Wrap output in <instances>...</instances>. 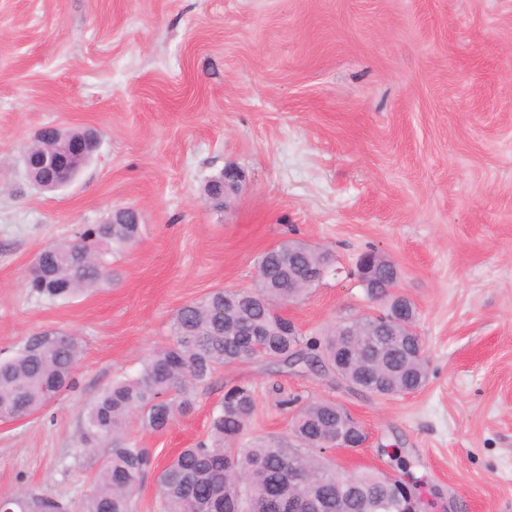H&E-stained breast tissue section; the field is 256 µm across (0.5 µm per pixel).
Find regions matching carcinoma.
Returning <instances> with one entry per match:
<instances>
[{"mask_svg":"<svg viewBox=\"0 0 512 512\" xmlns=\"http://www.w3.org/2000/svg\"><path fill=\"white\" fill-rule=\"evenodd\" d=\"M138 234L136 224H94L73 241L51 244L40 259L58 277L33 278L27 287L56 301L102 277L109 280L107 256ZM324 262L323 252L299 249L288 264L283 241L259 256L254 289H216L175 312L167 344L147 355L137 375L113 379L83 414L81 444L102 448L104 455L78 512H134L136 494L154 469L160 512H287L290 502L305 512L312 497L322 500V512H365L371 500L416 495L414 485L401 479L345 474L313 455L336 444L343 421L341 410L327 401L299 407V397L285 395L284 409L298 407L291 437L250 439L254 393L247 385L232 386L211 414L207 439L181 449L159 469L149 449L130 437L134 419L147 429H166L191 410L197 389L219 368L249 357L254 346L262 348L261 357L290 369L335 375L367 390L380 385L390 396L426 382V361L410 358L423 345L419 335L397 336L393 328L365 320L352 323L354 336L339 324L307 339L288 335V321L272 309L306 293L288 287V280L307 278ZM393 277L390 268H381L366 295L384 291ZM82 353L79 339L66 332L29 337L15 356L0 361V419L26 418L72 387ZM0 506L7 512H71L60 500L29 491L1 499Z\"/></svg>","mask_w":512,"mask_h":512,"instance_id":"obj_1","label":"carcinoma"}]
</instances>
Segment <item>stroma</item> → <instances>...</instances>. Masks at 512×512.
I'll return each instance as SVG.
<instances>
[{
	"mask_svg": "<svg viewBox=\"0 0 512 512\" xmlns=\"http://www.w3.org/2000/svg\"><path fill=\"white\" fill-rule=\"evenodd\" d=\"M46 125L100 138L55 192L23 164ZM229 168L239 187L211 209L204 186ZM123 207L140 235L109 287L29 292L44 247ZM288 238L335 258L284 308L308 337L373 310L351 274L361 253L395 263L425 387L377 397L245 359L166 430L132 423L140 446L168 462L248 384L251 435L289 434L280 392L331 401L367 433L325 450L337 470L400 474L425 512H512V0H0V360L49 330L83 345L73 388L0 421V498L79 505L99 465L78 448L84 409L169 340L179 307L251 287L257 257Z\"/></svg>",
	"mask_w": 512,
	"mask_h": 512,
	"instance_id": "obj_1",
	"label": "stroma"
}]
</instances>
